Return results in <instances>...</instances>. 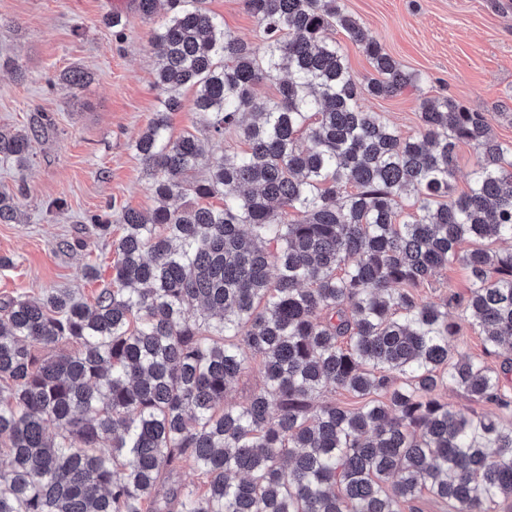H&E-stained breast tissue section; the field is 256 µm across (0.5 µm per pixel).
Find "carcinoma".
I'll return each mask as SVG.
<instances>
[{"label": "carcinoma", "instance_id": "obj_1", "mask_svg": "<svg viewBox=\"0 0 512 512\" xmlns=\"http://www.w3.org/2000/svg\"><path fill=\"white\" fill-rule=\"evenodd\" d=\"M167 92L134 143L159 201L125 209L112 280L91 301L51 288L0 300V512H448L512 500V419L439 399L448 387L512 413L499 372L449 340L462 309L484 353L512 349V143L480 112L422 92L340 0H243L250 44L205 0H135ZM369 59L361 83L329 32ZM277 80L260 99L258 85ZM183 88L214 136L170 134ZM420 92L404 137L364 97ZM50 125L0 131L23 168ZM477 160L454 194L460 146ZM204 169V175L190 173ZM220 195L219 208L201 201ZM412 196V212L398 209ZM187 200L172 208L170 200ZM460 266L468 293L413 289ZM263 385L226 400L250 364ZM351 407L315 399L328 388ZM165 504L159 487L181 465Z\"/></svg>", "mask_w": 512, "mask_h": 512}]
</instances>
